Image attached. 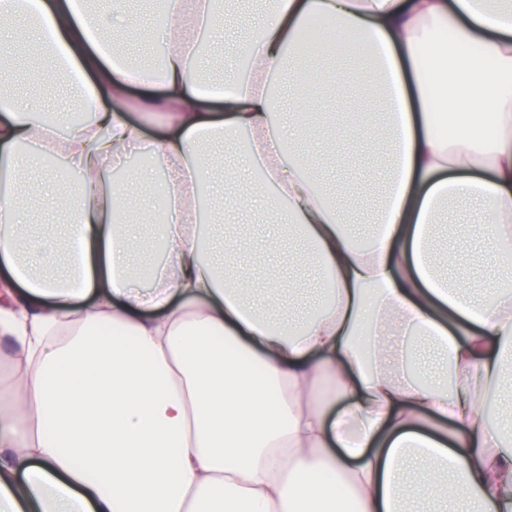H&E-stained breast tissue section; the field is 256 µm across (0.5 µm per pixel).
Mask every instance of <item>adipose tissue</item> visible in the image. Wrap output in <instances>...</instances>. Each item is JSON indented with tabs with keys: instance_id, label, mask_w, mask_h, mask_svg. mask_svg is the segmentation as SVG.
<instances>
[{
	"instance_id": "ef3b65f1",
	"label": "adipose tissue",
	"mask_w": 512,
	"mask_h": 512,
	"mask_svg": "<svg viewBox=\"0 0 512 512\" xmlns=\"http://www.w3.org/2000/svg\"><path fill=\"white\" fill-rule=\"evenodd\" d=\"M24 2L93 120L0 98V335L16 343L0 356V512H512V437L485 416L512 375V4L272 0L243 46L250 69L224 73L219 119L195 36L223 0H162L171 49L135 68L112 48L115 23H135L127 0ZM312 41L370 51L366 79L382 85L390 178L363 247L347 224L357 198L323 195L306 156L336 129L362 140L363 121L329 112L285 133L272 119L270 77ZM439 103L481 131L441 137ZM147 126L160 133L146 144ZM242 133L286 218L266 249L297 230L319 272L326 302L298 319L268 316L203 236L207 151ZM32 159L75 177L71 195L30 190ZM141 185L168 213L153 241L118 221ZM31 193L66 210L77 240L20 241ZM451 205L454 236L490 220L494 306L468 257L434 250Z\"/></svg>"
}]
</instances>
